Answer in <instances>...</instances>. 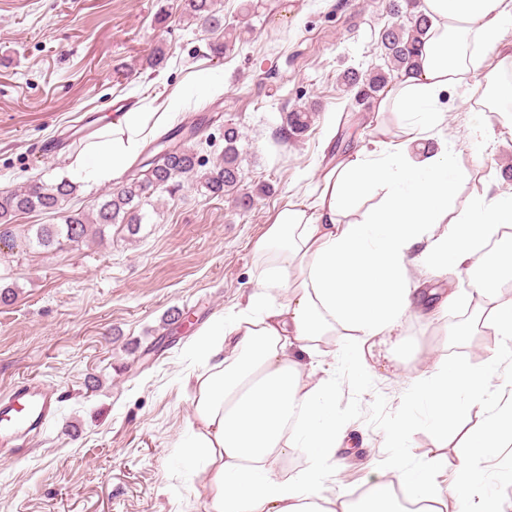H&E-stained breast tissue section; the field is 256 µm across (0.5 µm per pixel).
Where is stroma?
<instances>
[{
  "label": "stroma",
  "mask_w": 512,
  "mask_h": 512,
  "mask_svg": "<svg viewBox=\"0 0 512 512\" xmlns=\"http://www.w3.org/2000/svg\"><path fill=\"white\" fill-rule=\"evenodd\" d=\"M216 0L226 25L244 42L223 57L209 49L219 32L189 22L184 0H0V190L28 179L60 182L67 159L88 142L87 126L114 113L188 98L176 123L205 119L200 156L219 160L225 125L240 132V191L214 197L192 184L160 190L142 208L137 234L115 224L82 245L43 249L33 224L61 216L31 214L0 239V395L33 379L53 391L56 414L18 455L0 458V512H206L203 475L184 456L192 418L187 373L194 345L219 314H233L257 289L253 246L270 217L304 192L319 165L375 136V114L355 107L338 76L383 65L379 32L390 24L388 0ZM164 62L150 66L156 53ZM224 93L208 96L210 81ZM443 133L471 167L479 147L502 189L512 188V129L483 119L460 93L446 96ZM314 105L308 130L285 138V115ZM335 127L333 141L325 131ZM463 304L453 303L427 331L411 323L421 351L481 369L491 345L476 335L456 340ZM340 336L322 359L336 376V415L347 427L336 473L324 495H355L390 479L391 459L438 471L443 497L466 460L460 433L488 416L494 399L448 421V446L437 448L417 419L403 448L391 446L412 379L406 354L375 357L359 384ZM486 493L512 512V446L483 457Z\"/></svg>",
  "instance_id": "35a3bbf8"
}]
</instances>
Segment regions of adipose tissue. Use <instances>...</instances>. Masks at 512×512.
I'll return each instance as SVG.
<instances>
[{"label": "adipose tissue", "instance_id": "1", "mask_svg": "<svg viewBox=\"0 0 512 512\" xmlns=\"http://www.w3.org/2000/svg\"><path fill=\"white\" fill-rule=\"evenodd\" d=\"M422 11L429 26L418 67L375 103L393 122L378 125L374 149L332 157L304 196L270 217L254 246L256 291L233 316H216L198 344L204 370L189 381L187 456L203 466L207 512H408L411 503L443 512L431 474L399 465L394 479L376 482L362 500L322 494L340 434L336 379L301 361L332 337L352 336L357 373L368 380L366 351L428 316L411 277L417 266L468 279L472 315L459 335L481 326L512 340V297L501 290L512 254L474 274L483 244L512 228V190L492 178L455 209L469 173L442 134L448 109L441 100L451 90L476 93L483 109L512 118V42L503 39L512 0H423ZM183 108L175 92L159 106L116 113L72 158L71 178L117 180ZM501 356L492 349L476 371L440 356L431 372L414 376L409 398L427 406L437 440L447 439L448 418L463 401H482L494 387ZM509 445L512 397L466 437L470 460L456 470L454 493L469 502L468 512H501L493 496L479 493L475 462ZM296 452L308 467L282 478L276 463Z\"/></svg>", "mask_w": 512, "mask_h": 512}]
</instances>
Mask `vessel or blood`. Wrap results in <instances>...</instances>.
<instances>
[{"instance_id":"1","label":"vessel or blood","mask_w":512,"mask_h":512,"mask_svg":"<svg viewBox=\"0 0 512 512\" xmlns=\"http://www.w3.org/2000/svg\"><path fill=\"white\" fill-rule=\"evenodd\" d=\"M56 399L39 382H17L10 393L0 397V451L14 452L25 437L39 429L55 413Z\"/></svg>"}]
</instances>
